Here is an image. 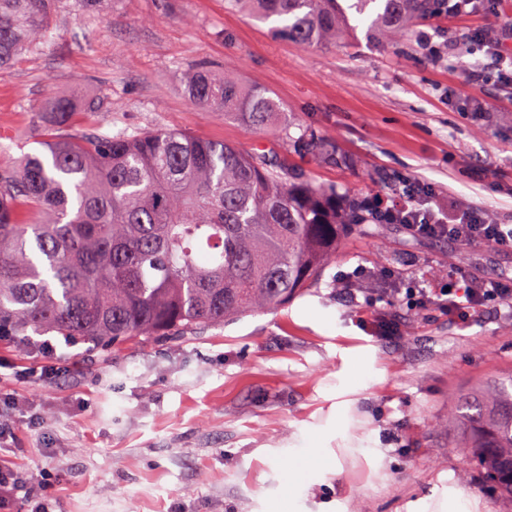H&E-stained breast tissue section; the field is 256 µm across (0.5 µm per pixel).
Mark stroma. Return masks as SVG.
I'll use <instances>...</instances> for the list:
<instances>
[{"mask_svg": "<svg viewBox=\"0 0 512 512\" xmlns=\"http://www.w3.org/2000/svg\"><path fill=\"white\" fill-rule=\"evenodd\" d=\"M485 27H512V0L441 13L398 45L361 26L317 47L227 0H59L38 47L0 68V163L45 154L37 107L81 85L99 107L75 132L264 146L316 185L387 200L419 180L512 225V87L476 90L464 71L490 63L465 38ZM202 62L269 89L281 114L254 130L198 107L183 79ZM304 129L335 156L295 151ZM457 270L510 278L512 251L370 224L284 306L109 350L53 336L69 370L48 382L15 374L41 365L37 334L1 340L13 434L0 460L44 477L56 512H512L462 466L449 421L462 393L512 372V308L462 321L395 295ZM305 448L333 466L306 467Z\"/></svg>", "mask_w": 512, "mask_h": 512, "instance_id": "35a3bbf8", "label": "stroma"}]
</instances>
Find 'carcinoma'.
Returning a JSON list of instances; mask_svg holds the SVG:
<instances>
[{
  "label": "carcinoma",
  "instance_id": "1",
  "mask_svg": "<svg viewBox=\"0 0 512 512\" xmlns=\"http://www.w3.org/2000/svg\"><path fill=\"white\" fill-rule=\"evenodd\" d=\"M301 46L356 31L404 40L440 0H229ZM56 0H0V66L35 44ZM186 94L198 106L259 129L279 110L269 90L198 68ZM75 96L42 106L49 157L0 167V329L56 332L110 346L184 333L292 300L365 224L361 203L336 207V189L304 182L255 149L171 130L55 134L72 124ZM307 151L309 131L291 138ZM452 419L466 461L512 498V373L467 394Z\"/></svg>",
  "mask_w": 512,
  "mask_h": 512
}]
</instances>
